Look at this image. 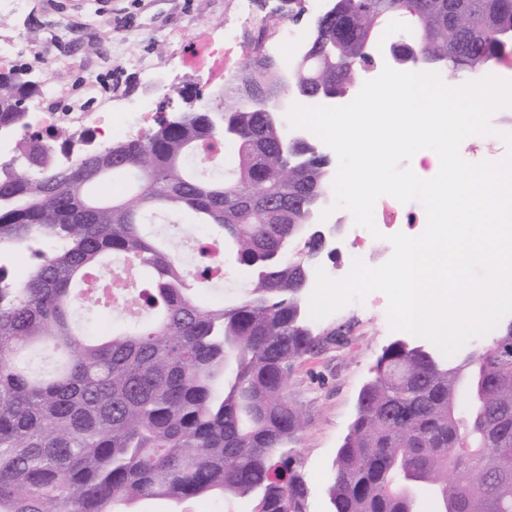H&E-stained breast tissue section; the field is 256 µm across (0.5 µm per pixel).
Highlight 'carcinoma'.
Segmentation results:
<instances>
[{
    "label": "carcinoma",
    "mask_w": 512,
    "mask_h": 512,
    "mask_svg": "<svg viewBox=\"0 0 512 512\" xmlns=\"http://www.w3.org/2000/svg\"><path fill=\"white\" fill-rule=\"evenodd\" d=\"M312 22L292 86H358L384 22L406 19L403 68L488 74L512 55V0H335ZM285 92L274 64L246 59L220 94L224 131L202 106L142 136L76 151L72 134H32L0 173V241L36 250L16 283L0 269V512H141L149 501L245 499L250 512H308L294 448L305 420L288 399L301 361L336 346L306 320L303 282L320 255L313 214L331 161L296 149L239 89ZM42 92L0 74V126L25 125ZM198 224L185 262L153 226ZM221 241L248 273L215 308L200 297ZM304 248H298L299 242ZM152 314L93 337L79 307L107 294ZM512 512V335L450 364L392 343L361 387L337 449L329 512Z\"/></svg>",
    "instance_id": "cac0c4a2"
}]
</instances>
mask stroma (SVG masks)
<instances>
[{"instance_id": "stroma-1", "label": "stroma", "mask_w": 512, "mask_h": 512, "mask_svg": "<svg viewBox=\"0 0 512 512\" xmlns=\"http://www.w3.org/2000/svg\"><path fill=\"white\" fill-rule=\"evenodd\" d=\"M21 11L0 13V46L25 44L26 55L12 58L9 69L29 73L40 82L51 109H67L68 95L85 83L98 84L102 94L115 87L132 90L145 100L152 114L145 130L156 126L161 113L184 111L186 96L195 106L220 107L219 92L242 61V52H254L257 42L243 34L242 46L227 50L223 69L213 68L208 43L216 42L224 26L239 22L238 0H26ZM278 0H252L249 26L269 32L290 27L296 42L309 35L314 11L298 22L285 24L275 12ZM200 60L185 64L187 56ZM59 71L63 80L48 79ZM492 135L470 137L465 151L471 162L502 159L507 146L501 140L512 132V108L490 118ZM328 223H342L339 250L320 256L317 265L334 279L349 274L354 220L344 209L333 211ZM352 328L349 342L337 351L297 365L288 379V398L304 414L306 429L296 455L311 489L309 512H327L324 493L332 463L356 414L358 393L372 376L382 350L390 343L409 340L407 332L391 330L385 306L352 302L319 320L328 329Z\"/></svg>"}]
</instances>
